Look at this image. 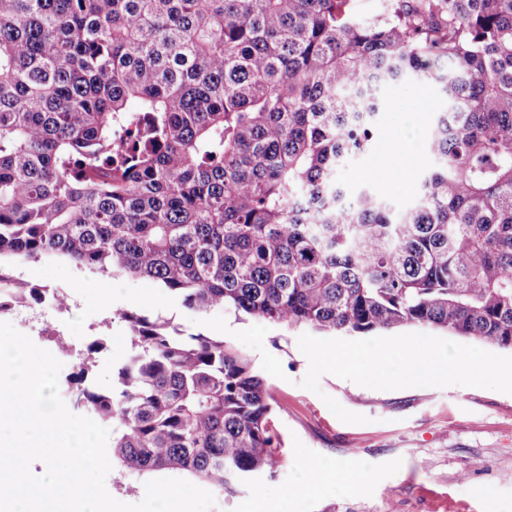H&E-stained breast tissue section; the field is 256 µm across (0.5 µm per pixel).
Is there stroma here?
Here are the masks:
<instances>
[{"instance_id":"stroma-1","label":"stroma","mask_w":512,"mask_h":512,"mask_svg":"<svg viewBox=\"0 0 512 512\" xmlns=\"http://www.w3.org/2000/svg\"><path fill=\"white\" fill-rule=\"evenodd\" d=\"M445 104L435 84H388L373 141L348 161L340 181L380 191L395 211L411 206L431 165L426 144L435 112ZM392 142L401 152L391 169L383 156ZM18 274L69 297L65 311L43 303L7 315L38 347L52 350L56 333L79 351L91 336L106 334L108 350L90 372L95 387L111 388L129 354L128 328L117 317L125 309L225 340L251 359L273 396L270 425L280 436V462L274 475L232 495L215 494L214 512H253L260 496L278 512H512V394L459 385L376 390L328 374L314 392L301 385L308 360L298 339L306 327L287 328L231 309L202 315L148 280L96 278L62 261L26 264ZM92 280L97 288H89ZM328 396L366 416V423L339 420L324 402ZM322 465L361 469L363 482L355 490L332 485L319 495H302L310 471Z\"/></svg>"}]
</instances>
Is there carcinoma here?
Wrapping results in <instances>:
<instances>
[{
    "label": "carcinoma",
    "mask_w": 512,
    "mask_h": 512,
    "mask_svg": "<svg viewBox=\"0 0 512 512\" xmlns=\"http://www.w3.org/2000/svg\"><path fill=\"white\" fill-rule=\"evenodd\" d=\"M448 99L416 204L349 198L377 90ZM137 107L129 108L130 101ZM152 280L201 314L367 334L425 324L512 349V0H0V315L58 292L17 265ZM110 391L64 392L112 430L124 478L233 493L273 473L271 395L222 339L118 313Z\"/></svg>",
    "instance_id": "obj_1"
}]
</instances>
